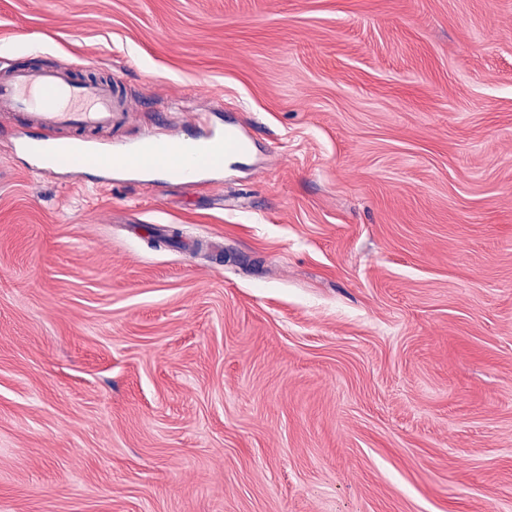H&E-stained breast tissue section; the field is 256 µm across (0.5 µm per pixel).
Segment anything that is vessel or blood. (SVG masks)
<instances>
[{
  "instance_id": "obj_1",
  "label": "vessel or blood",
  "mask_w": 512,
  "mask_h": 512,
  "mask_svg": "<svg viewBox=\"0 0 512 512\" xmlns=\"http://www.w3.org/2000/svg\"><path fill=\"white\" fill-rule=\"evenodd\" d=\"M124 101L119 81H76L65 71L18 67L12 60L0 59V112L20 115L26 124L49 130L108 129L115 121L127 120ZM186 124L197 131L193 139L171 130L133 143L110 144L103 150L84 143L81 155L118 178L169 170L188 186L221 187L223 180L215 175L216 156L235 158L249 146V134L237 126L207 127L196 112L187 113Z\"/></svg>"
}]
</instances>
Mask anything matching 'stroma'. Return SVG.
<instances>
[{
  "label": "stroma",
  "mask_w": 512,
  "mask_h": 512,
  "mask_svg": "<svg viewBox=\"0 0 512 512\" xmlns=\"http://www.w3.org/2000/svg\"><path fill=\"white\" fill-rule=\"evenodd\" d=\"M2 55L252 140L5 125L0 512H512V0H0ZM186 126L197 129L196 136L185 138L179 130H169L164 136L147 135L133 143L107 145L105 150L81 143V154H70L60 147L62 141L43 140L28 145V149L44 158L65 159L82 156L92 159L112 175L129 177L157 170L175 172L186 186L207 183L212 188L223 186L220 177H214L221 170L214 167L217 157L231 160L250 144V135L241 127L210 128L200 113L186 112ZM190 139L191 147L183 146ZM212 152H218L213 155Z\"/></svg>",
  "instance_id": "35a3bbf8"
}]
</instances>
